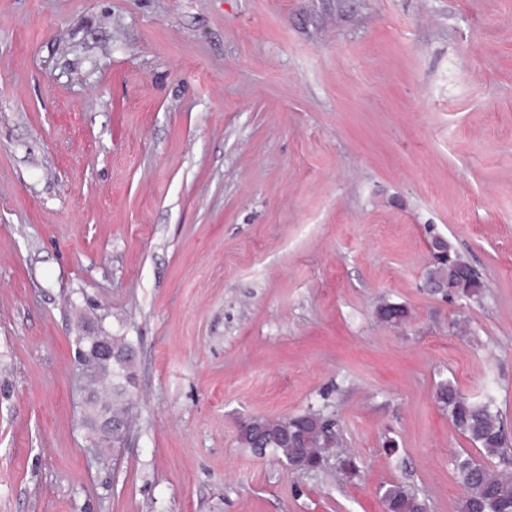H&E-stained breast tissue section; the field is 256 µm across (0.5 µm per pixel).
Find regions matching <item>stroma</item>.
Returning a JSON list of instances; mask_svg holds the SVG:
<instances>
[{"mask_svg": "<svg viewBox=\"0 0 512 512\" xmlns=\"http://www.w3.org/2000/svg\"><path fill=\"white\" fill-rule=\"evenodd\" d=\"M82 310L136 352L115 455ZM447 378L512 439V0H0V512H457ZM310 408L324 469L240 447ZM428 272L432 274L434 282L438 283L448 280V283H452L455 286V288L448 284L431 286L427 282L429 288H436L448 296V298H454L457 294L469 300L479 301L484 294L486 285L480 274L472 270L470 262L454 250L449 243L448 263L440 259L437 263L430 266ZM381 497L387 512H429L427 500L404 483L389 484Z\"/></svg>", "mask_w": 512, "mask_h": 512, "instance_id": "1", "label": "stroma"}]
</instances>
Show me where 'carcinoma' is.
<instances>
[{"mask_svg":"<svg viewBox=\"0 0 512 512\" xmlns=\"http://www.w3.org/2000/svg\"><path fill=\"white\" fill-rule=\"evenodd\" d=\"M434 282L446 280L455 286L459 296L473 301L482 298L486 285L470 262L453 248H448V260H439L429 268ZM386 323L406 319L405 306L384 302L377 309ZM110 399L101 394L91 399L92 416L102 411L117 420H126L131 400V385L136 379L133 366L125 361L114 364ZM434 397L448 414L453 428L469 441L477 454L461 452L454 458L453 470L463 488L458 512H512V448L509 447L504 422L493 397L485 392L479 397L462 393L456 383L445 379L435 388ZM336 437L334 424L313 410L281 420L258 417L256 424L239 430L243 448H266L278 458L293 464L297 461L318 466L328 456ZM387 512H429L427 500L404 483L388 485L382 493Z\"/></svg>","mask_w":512,"mask_h":512,"instance_id":"cac0c4a2","label":"carcinoma"}]
</instances>
